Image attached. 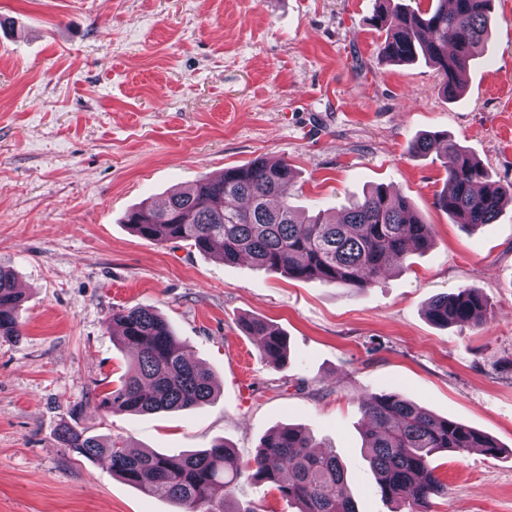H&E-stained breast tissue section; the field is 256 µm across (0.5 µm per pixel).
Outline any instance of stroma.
I'll return each mask as SVG.
<instances>
[{"instance_id":"35a3bbf8","label":"stroma","mask_w":512,"mask_h":512,"mask_svg":"<svg viewBox=\"0 0 512 512\" xmlns=\"http://www.w3.org/2000/svg\"><path fill=\"white\" fill-rule=\"evenodd\" d=\"M376 0H0V266L24 300L0 338V512H177L58 440L62 425L168 454L224 442L239 463L282 425L346 464L359 512H391L361 451L359 399L399 393L502 448L435 454L448 487L429 512H512V203L468 232L436 204L445 167L410 143L440 131L512 182V0H493L485 52L448 100L437 71L386 63ZM288 161L299 216L340 213L377 184L401 190L434 244L348 291L126 222L203 176ZM478 289L480 326L440 328L431 299ZM148 305L207 368L194 410L112 414L101 399L134 356L113 309ZM287 337L278 368L244 324ZM233 499L293 512L241 474Z\"/></svg>"}]
</instances>
